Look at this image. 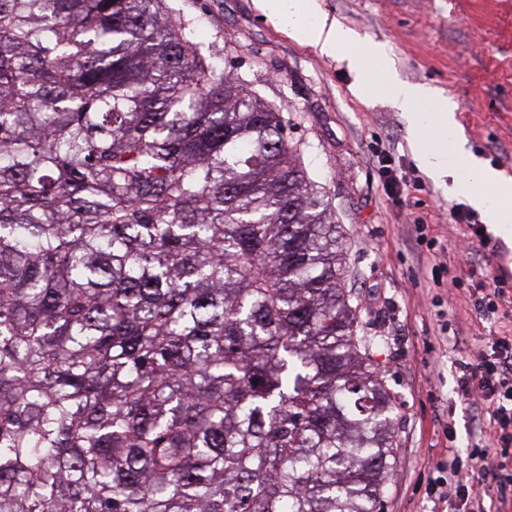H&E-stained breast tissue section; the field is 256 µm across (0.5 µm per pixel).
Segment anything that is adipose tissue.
Returning a JSON list of instances; mask_svg holds the SVG:
<instances>
[{"label": "adipose tissue", "mask_w": 512, "mask_h": 512, "mask_svg": "<svg viewBox=\"0 0 512 512\" xmlns=\"http://www.w3.org/2000/svg\"><path fill=\"white\" fill-rule=\"evenodd\" d=\"M258 6L267 16L287 23L298 41L323 55L347 60L351 70L369 71L364 90L387 96L407 117L420 166L435 178L452 177L454 191L465 196L499 235L512 237V178L466 150L457 135L454 103L429 86L399 79L386 44L371 43L357 50L356 33L329 18L316 0H259ZM425 102L430 111H421Z\"/></svg>", "instance_id": "ef3b65f1"}]
</instances>
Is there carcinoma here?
<instances>
[{"mask_svg":"<svg viewBox=\"0 0 512 512\" xmlns=\"http://www.w3.org/2000/svg\"><path fill=\"white\" fill-rule=\"evenodd\" d=\"M344 278L282 110L168 0H0V512H380Z\"/></svg>","mask_w":512,"mask_h":512,"instance_id":"carcinoma-1","label":"carcinoma"}]
</instances>
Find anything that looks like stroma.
<instances>
[{"mask_svg": "<svg viewBox=\"0 0 512 512\" xmlns=\"http://www.w3.org/2000/svg\"><path fill=\"white\" fill-rule=\"evenodd\" d=\"M361 43L390 49L401 79L430 85L457 105L470 152L512 177V0H317ZM198 23L214 61L277 105L309 178L334 214L346 283L361 307L357 334L397 413L396 464L381 512H439L426 494L450 448L465 449L483 423L458 394L455 366L512 312L480 319L463 295L487 274L512 281V239L424 172L406 119L367 94L346 61L297 41L257 0H171ZM467 209L485 238L467 257L457 244ZM425 225L416 241L413 225ZM457 276L448 291L441 280Z\"/></svg>", "mask_w": 512, "mask_h": 512, "instance_id": "stroma-1", "label": "stroma"}]
</instances>
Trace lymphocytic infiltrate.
I'll return each mask as SVG.
<instances>
[{
  "label": "lymphocytic infiltrate",
  "instance_id": "1",
  "mask_svg": "<svg viewBox=\"0 0 512 512\" xmlns=\"http://www.w3.org/2000/svg\"><path fill=\"white\" fill-rule=\"evenodd\" d=\"M466 302L484 319L493 320L500 309L512 307V288L495 276ZM460 369V400L482 406L484 422L467 456L449 450L448 477L433 483L429 493L446 504L448 512H487L485 499H502L512 490V330L504 327L488 336ZM476 472L491 477L480 491L470 482Z\"/></svg>",
  "mask_w": 512,
  "mask_h": 512
}]
</instances>
